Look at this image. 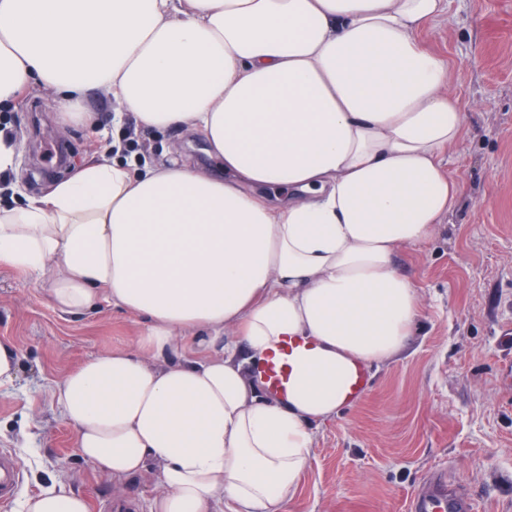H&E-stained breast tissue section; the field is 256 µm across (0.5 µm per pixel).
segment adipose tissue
Masks as SVG:
<instances>
[{
	"mask_svg": "<svg viewBox=\"0 0 512 512\" xmlns=\"http://www.w3.org/2000/svg\"><path fill=\"white\" fill-rule=\"evenodd\" d=\"M449 0H0V104L36 87L76 124L201 134L184 157L100 159L0 210V268L66 314L141 317L135 350L54 389L82 457L113 484L156 468L153 512H283L311 426L354 365L397 355L419 318L395 268L457 202L443 155L466 130L420 31ZM268 187L284 190L273 201ZM288 394L261 365L285 343ZM22 512H90L51 484Z\"/></svg>",
	"mask_w": 512,
	"mask_h": 512,
	"instance_id": "ef3b65f1",
	"label": "adipose tissue"
}]
</instances>
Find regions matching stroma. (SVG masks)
Listing matches in <instances>:
<instances>
[{
    "label": "stroma",
    "instance_id": "stroma-1",
    "mask_svg": "<svg viewBox=\"0 0 512 512\" xmlns=\"http://www.w3.org/2000/svg\"><path fill=\"white\" fill-rule=\"evenodd\" d=\"M419 38L447 58L466 113V133L444 158L457 204L432 239L397 251L395 267L420 300L418 322L404 350L370 370L363 401L313 425L309 463L285 512H402L439 468L474 512H512V0H450L448 14ZM47 101L27 91L0 106V129L18 143L0 208L72 175L115 138L136 140L149 158L179 150L223 173L203 138L174 127H114L115 104L100 90L86 94L91 128L63 123L60 106ZM140 329V317L107 304L61 313L41 284L0 268V341L21 357L17 379L0 388V449L22 468L0 512H20L50 476L87 497L91 512H117L122 498L150 512L162 492L156 474L115 488L80 456L53 396L89 358L134 349Z\"/></svg>",
    "mask_w": 512,
    "mask_h": 512
}]
</instances>
